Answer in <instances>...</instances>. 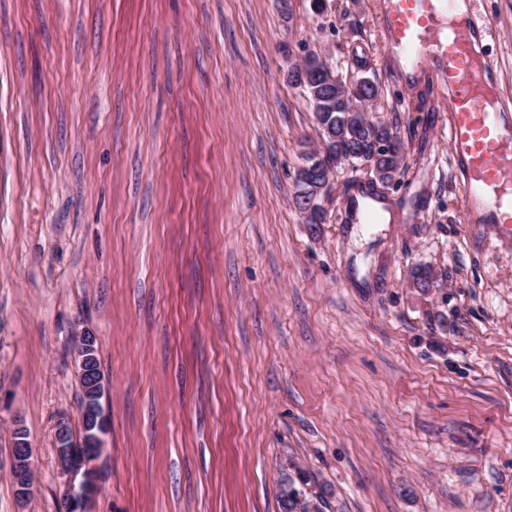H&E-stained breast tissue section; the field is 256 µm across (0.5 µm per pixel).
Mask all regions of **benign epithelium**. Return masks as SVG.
Returning <instances> with one entry per match:
<instances>
[{
    "label": "benign epithelium",
    "mask_w": 512,
    "mask_h": 512,
    "mask_svg": "<svg viewBox=\"0 0 512 512\" xmlns=\"http://www.w3.org/2000/svg\"><path fill=\"white\" fill-rule=\"evenodd\" d=\"M74 372L84 382L80 406L81 436L72 433V424L62 416L57 421L54 447L59 464L61 493L57 512H90L100 493L96 462L106 447L109 415L106 409L108 387L99 371V339L83 329L71 338ZM11 472L17 499H29L33 491L34 452L29 435L19 418L12 420Z\"/></svg>",
    "instance_id": "benign-epithelium-1"
}]
</instances>
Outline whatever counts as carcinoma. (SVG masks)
<instances>
[{
	"label": "carcinoma",
	"mask_w": 512,
	"mask_h": 512,
	"mask_svg": "<svg viewBox=\"0 0 512 512\" xmlns=\"http://www.w3.org/2000/svg\"><path fill=\"white\" fill-rule=\"evenodd\" d=\"M318 61L319 55H308L306 66L296 72L295 84L302 87L310 105H322V112L315 115V121L327 150H307L302 156L303 163L319 171L317 179L322 183L329 171L337 166L336 155L349 151L353 154L348 159L349 165L367 168L381 187L390 186L404 166L403 141L390 126L374 119L359 121L352 115L353 106L378 99V81L362 73L349 77L329 64L318 69ZM384 140L391 141L394 150L378 151L377 144ZM301 190L303 186L296 185L295 203L299 210L309 211L306 223H325V216L316 210L324 193L303 194ZM410 276L413 285L422 290L434 287L437 282L431 268L415 267ZM280 502L282 512H324L327 509L326 492L310 486V479L293 462L281 479Z\"/></svg>",
	"instance_id": "1"
}]
</instances>
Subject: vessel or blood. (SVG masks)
Listing matches in <instances>:
<instances>
[{
    "label": "vessel or blood",
    "instance_id": "b4317fda",
    "mask_svg": "<svg viewBox=\"0 0 512 512\" xmlns=\"http://www.w3.org/2000/svg\"><path fill=\"white\" fill-rule=\"evenodd\" d=\"M479 0H381V51L404 78L428 73L448 86V150L462 174L469 207L463 222L487 213L512 233V119L499 87V66L489 54L495 21L478 15Z\"/></svg>",
    "mask_w": 512,
    "mask_h": 512
}]
</instances>
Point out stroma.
Segmentation results:
<instances>
[{"label":"stroma","mask_w":512,"mask_h":512,"mask_svg":"<svg viewBox=\"0 0 512 512\" xmlns=\"http://www.w3.org/2000/svg\"><path fill=\"white\" fill-rule=\"evenodd\" d=\"M379 2L0 0V512H55L82 329L110 393L93 512H281L292 459L326 512H512V239L461 222L448 90L378 52ZM479 9L512 95V0ZM312 53L379 81L391 223L354 221L363 168L325 223L293 203ZM11 472L17 499H29L33 491L34 452L29 435L19 418H13L11 427Z\"/></svg>","instance_id":"stroma-1"}]
</instances>
